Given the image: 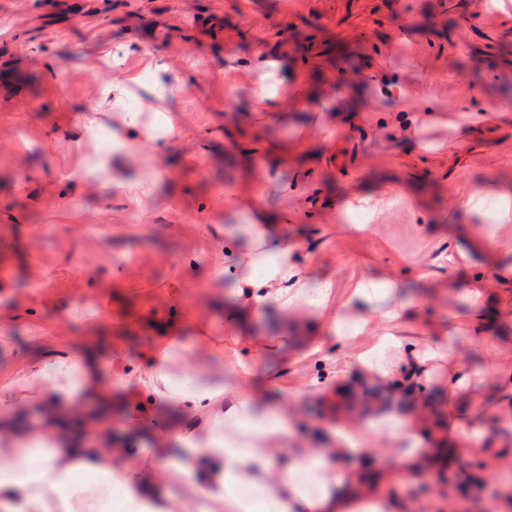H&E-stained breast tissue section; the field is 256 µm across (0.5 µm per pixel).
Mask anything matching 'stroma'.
Returning <instances> with one entry per match:
<instances>
[{"label": "stroma", "mask_w": 512, "mask_h": 512, "mask_svg": "<svg viewBox=\"0 0 512 512\" xmlns=\"http://www.w3.org/2000/svg\"><path fill=\"white\" fill-rule=\"evenodd\" d=\"M351 67L363 81L342 85ZM107 72L127 105L104 106L88 136ZM267 77L275 108L253 95ZM128 107L153 139L118 157L101 136L124 131ZM171 115L180 136L157 134ZM105 158L128 183L156 172L140 204L97 171ZM509 185L512 0H0V281L13 288L0 295V374L53 344H93L103 376L133 380L168 328L200 316L223 337L236 281L226 256L245 250L253 221L288 239L293 262L335 277L327 314L359 281L399 282L416 303L403 346L421 348L469 321L448 286L465 243L436 226L487 234ZM474 194L480 207L463 212ZM355 195L382 202L361 235L343 214ZM284 318L267 306L237 346L273 398L319 375ZM460 352L475 392L491 390L492 364L512 368L511 349ZM112 420L113 447L140 448L142 464L178 455L154 426L130 431L121 405ZM337 420L311 391L295 432L321 448ZM504 485L496 461L469 457L398 494L405 512H512Z\"/></svg>", "instance_id": "1"}]
</instances>
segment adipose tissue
<instances>
[{
    "label": "adipose tissue",
    "mask_w": 512,
    "mask_h": 512,
    "mask_svg": "<svg viewBox=\"0 0 512 512\" xmlns=\"http://www.w3.org/2000/svg\"><path fill=\"white\" fill-rule=\"evenodd\" d=\"M243 231L259 255L237 269L236 300L224 316L230 337L240 336L248 317L271 304L291 312L324 308L336 286L332 278H314L291 262L290 244L275 239L269 224L251 223ZM471 246L482 253L497 285L486 287L478 277L463 288L472 308L468 340L489 345L512 337V237L479 236ZM394 288L387 278L357 284L352 296L363 310L352 317L336 314L328 327L337 341L362 334L371 345L356 360L332 366L316 386L326 389L353 373L386 384L406 371L428 382L444 358L448 379L440 405L386 413L363 436L344 427L330 433L329 447H307L294 438L287 405L264 399L254 362L232 360L233 385L208 383L211 363L199 351L207 345L220 355L224 347L207 337L201 323L194 337L171 336L150 348L134 391L122 399L133 428L148 420L147 406L176 409L181 454L149 469H131L122 463L129 449L85 445L84 428L97 427L99 420L79 416L90 397L110 411L112 395L126 378L102 379L95 354L48 351L19 361L0 382V512H391L392 489L437 461L440 444H448L452 456L464 440L471 455L511 459L512 448L471 424L468 415L488 407L512 424V370H496L489 398L469 393L471 375L455 350L443 353L432 345L413 357L378 360L382 348L402 345L404 319L412 314L408 303L379 307ZM31 402L41 407V418L18 424V409ZM375 443L408 447L383 481L333 466L335 452L359 458Z\"/></svg>",
    "instance_id": "obj_1"
}]
</instances>
